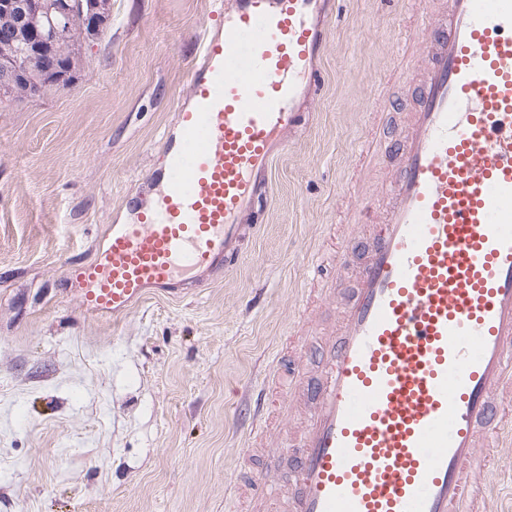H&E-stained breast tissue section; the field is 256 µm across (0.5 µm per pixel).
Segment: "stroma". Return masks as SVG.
I'll return each instance as SVG.
<instances>
[{
	"mask_svg": "<svg viewBox=\"0 0 512 512\" xmlns=\"http://www.w3.org/2000/svg\"><path fill=\"white\" fill-rule=\"evenodd\" d=\"M221 2L112 0L73 89L0 102V512H240L224 486L306 270L331 230L383 206L395 161L371 156L358 192L347 174L367 112L383 143L401 137L431 33L406 29V0H338L308 110L241 218L242 261L113 321L75 303L76 270L160 165Z\"/></svg>",
	"mask_w": 512,
	"mask_h": 512,
	"instance_id": "obj_1",
	"label": "stroma"
}]
</instances>
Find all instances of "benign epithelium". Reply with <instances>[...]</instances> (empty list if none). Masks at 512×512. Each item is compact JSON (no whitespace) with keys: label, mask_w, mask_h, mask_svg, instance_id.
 <instances>
[{"label":"benign epithelium","mask_w":512,"mask_h":512,"mask_svg":"<svg viewBox=\"0 0 512 512\" xmlns=\"http://www.w3.org/2000/svg\"><path fill=\"white\" fill-rule=\"evenodd\" d=\"M112 19V0H0V102L74 87L83 42Z\"/></svg>","instance_id":"1"}]
</instances>
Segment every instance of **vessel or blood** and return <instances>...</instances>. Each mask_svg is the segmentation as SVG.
Wrapping results in <instances>:
<instances>
[{
  "mask_svg": "<svg viewBox=\"0 0 512 512\" xmlns=\"http://www.w3.org/2000/svg\"><path fill=\"white\" fill-rule=\"evenodd\" d=\"M188 72L190 95L126 223L75 276V302L118 318L236 264L265 164L296 126L326 50L331 0H233ZM398 175L349 300L319 287L278 361L287 481L242 472L245 512H472L512 444V0H442ZM339 327L317 332L316 312ZM316 344L318 374L300 357Z\"/></svg>",
  "mask_w": 512,
  "mask_h": 512,
  "instance_id": "1",
  "label": "vessel or blood"
}]
</instances>
